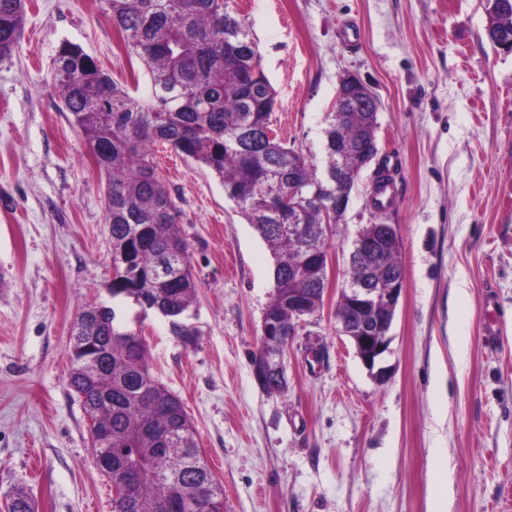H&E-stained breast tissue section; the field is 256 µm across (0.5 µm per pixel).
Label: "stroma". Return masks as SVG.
<instances>
[{
  "label": "stroma",
  "instance_id": "obj_1",
  "mask_svg": "<svg viewBox=\"0 0 512 512\" xmlns=\"http://www.w3.org/2000/svg\"><path fill=\"white\" fill-rule=\"evenodd\" d=\"M238 2L284 143L321 161L344 74L380 101L378 146L396 168L386 221L405 268L392 377H368L331 294L288 342L287 392L258 386L271 253L220 182L165 145L155 158L184 212L194 335L113 303L104 189L52 63L71 42L130 88L138 63L100 0H31L0 62V507L22 487L37 512H112L68 386L73 320L104 302L184 403L224 512H512V53L489 42L480 0ZM372 180L361 172L332 239L333 287L359 225L375 221ZM440 468L444 493L431 489Z\"/></svg>",
  "mask_w": 512,
  "mask_h": 512
}]
</instances>
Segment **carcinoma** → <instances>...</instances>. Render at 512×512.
<instances>
[{
  "label": "carcinoma",
  "mask_w": 512,
  "mask_h": 512,
  "mask_svg": "<svg viewBox=\"0 0 512 512\" xmlns=\"http://www.w3.org/2000/svg\"><path fill=\"white\" fill-rule=\"evenodd\" d=\"M126 50L147 76L143 95L116 82L80 46L65 42L53 63L63 108L83 134L104 186L105 221L115 274L112 298L131 300L170 319L177 336L193 335L181 318L197 296L183 212L158 172L152 147L171 148L207 168L240 214L268 246L274 293L265 310L292 336L288 297L307 296L311 311L323 306L326 234H336L344 212L336 194L353 187L358 172L336 182L339 148L377 131V117L358 107L345 120H326L322 165L288 147L272 129L276 91L261 65L258 42L231 0H101ZM495 20L493 44L512 41V0ZM25 0H0V61L13 56L24 36ZM301 199L299 223L288 231L289 201ZM389 273L405 279L400 243L393 238L383 264L371 270L352 261L349 281ZM107 324L70 336L68 385L85 414L111 429L109 441L92 443L101 461L126 462L139 479L120 494L113 512H154L158 500L180 501L174 512H221L224 487L210 469L196 427L181 399L149 373L145 344L116 322L113 307L99 304ZM10 512H35L27 490L7 499Z\"/></svg>",
  "instance_id": "obj_1"
}]
</instances>
